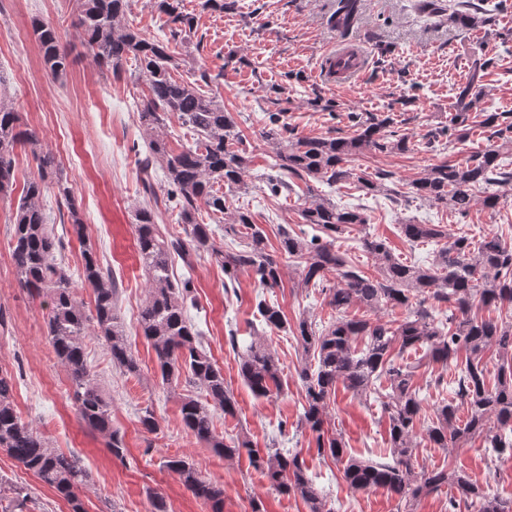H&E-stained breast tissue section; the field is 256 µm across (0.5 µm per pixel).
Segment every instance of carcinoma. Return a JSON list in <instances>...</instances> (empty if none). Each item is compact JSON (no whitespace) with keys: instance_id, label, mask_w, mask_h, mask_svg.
Returning a JSON list of instances; mask_svg holds the SVG:
<instances>
[{"instance_id":"carcinoma-1","label":"carcinoma","mask_w":512,"mask_h":512,"mask_svg":"<svg viewBox=\"0 0 512 512\" xmlns=\"http://www.w3.org/2000/svg\"><path fill=\"white\" fill-rule=\"evenodd\" d=\"M167 16L171 39L185 40L194 30V17L184 11L183 0H150ZM73 26L80 31L82 44L98 64L117 71L134 60L144 75L148 95L138 119L148 136L149 155L145 166L159 167L170 188L168 201L179 207L181 223L191 225L192 246L206 252L233 282L240 272L252 275L261 288H278L282 282L280 262L268 251L264 229L254 223L250 212L226 206L222 184L227 190L244 184L250 157L246 137L232 113L203 89L207 73L200 80L176 76L179 62L169 44L149 41L124 23L128 0H76ZM361 0H336L328 24L346 37L357 20ZM499 7H487V0H457L449 15L460 31L480 26L494 27ZM44 67L58 76L69 66L58 29L39 19L32 21ZM355 54L329 60L336 74L355 65ZM497 60L485 55L472 58L465 82L455 88L450 124L436 126L424 135L428 148L463 142L470 133H486L484 149L471 153L461 162L442 161L425 170L409 183V197L442 206L462 217L479 203L489 211L500 204L501 195L490 193L477 200L475 190L512 183V169L501 155L512 150V112L489 111L484 106V79L496 68ZM266 140L277 146L273 167L293 178H312L328 185L349 183L367 193L385 191L398 196L395 173H373L355 168L356 157L368 153L405 152L409 139L399 132L393 104L383 112L347 115L349 132L304 136L288 122L291 97H282L277 88L264 96ZM305 103L315 112L335 116L336 102L318 90ZM177 114L181 125L192 132V141L178 148L170 145L167 119ZM30 149L38 165V175L26 180L12 214L11 258L19 287L44 298L47 309V336L53 351L67 371L72 400L81 420L108 439L112 455L124 458V443L112 429L110 402L87 363L84 339L94 334L105 342L112 361L128 375L140 374L115 313L118 284L100 262L94 247L86 241L85 224L75 191L64 176L55 154L42 147L35 133L21 130L11 104L0 97V197L13 192L15 150ZM53 188L68 210L72 233L81 247V279L93 291L94 314L87 315L82 300L73 291V281L61 258L62 241L56 237L43 204L47 189ZM224 217V236L240 237L238 250L216 245L211 225L198 219V203ZM302 223L321 231L319 235H299L281 230L280 253L302 264L301 285L320 288L327 304L336 310V320L317 328L301 318L288 329L282 311L261 299L256 304L264 327L270 331H292L307 362L299 376L305 399L301 424L315 436L318 454L343 465V477L355 490L380 487L399 497L405 512H415L424 496L447 486L454 490L449 509L463 507L468 512H512V500L487 492L468 474L455 469L416 471L413 462L417 427L421 423L419 389L414 387L415 366L402 362L403 353L423 349L433 362L446 368L459 365L453 394L459 404L446 403L436 410L435 421L427 426L429 441L438 448H454L462 441L479 438L484 448L497 456H512V320L498 316L480 318L473 313L479 303L500 310L512 307V245L496 233L478 243L465 236L448 237L444 224H404L402 232L411 244L435 246L428 266L402 261L387 242L364 236L363 249L375 259L376 273L353 265L335 249V241L352 228L367 223L358 208H340L326 198L316 197L300 212ZM158 214L147 203L135 211V246L147 275V297L139 313V326L151 345L157 372L164 384L186 377L204 393V399L185 397L180 413L184 426L217 454L232 458L248 450L252 466L264 472L282 492L299 495L309 512H333L306 474L297 454L277 450L261 455L250 449V441L237 437L224 442L216 434L212 409L236 413V401L224 382V370L202 347L198 331L189 321L187 302L192 299V281H174L169 273L170 251L183 250L179 239L166 240L157 229ZM336 283L326 288L330 273ZM433 300L448 305L449 314L436 318L425 308ZM354 304L369 309L382 306L406 307L411 315L401 321L371 322L349 319L346 311ZM364 341L356 350L354 342ZM494 348L500 364L497 382L487 384L484 354ZM278 360L261 339L253 340L240 354L239 374L250 390L267 397L280 388ZM387 383L381 408L388 422L389 453L385 461L357 459L348 454L343 436L325 427L327 410L336 386L341 384L360 397L379 393L377 382ZM14 377L0 370V452L16 460L49 486L70 507V512H86L77 496L79 487L90 483L91 475L73 454L49 446L44 437L24 423L14 404ZM466 408L465 421H459L460 407ZM163 466L176 474L195 497L219 507L224 489L205 480L186 456H173Z\"/></svg>"}]
</instances>
